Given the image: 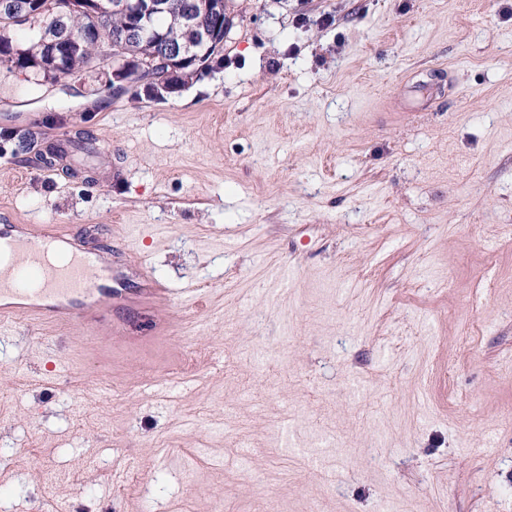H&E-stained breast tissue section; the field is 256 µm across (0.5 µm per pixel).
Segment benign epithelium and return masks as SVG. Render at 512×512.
Returning a JSON list of instances; mask_svg holds the SVG:
<instances>
[{
    "instance_id": "1",
    "label": "benign epithelium",
    "mask_w": 512,
    "mask_h": 512,
    "mask_svg": "<svg viewBox=\"0 0 512 512\" xmlns=\"http://www.w3.org/2000/svg\"><path fill=\"white\" fill-rule=\"evenodd\" d=\"M162 6L163 0H112V13L124 16L127 28L112 39L109 55L119 56L128 42L139 38L153 41L155 50L151 52L149 60L138 66L137 72L143 77V82L157 92L164 88L163 82L155 76L159 67L172 68L176 64L200 62L199 49L207 44L222 45L231 24V16L224 13V5H214L209 21H186L188 29L197 33L199 43L195 44L180 35L167 36L148 27L150 17L162 10ZM75 12H84L91 18V24L81 31L77 39L69 35L66 26V20ZM104 12L105 8L99 0H58L52 11L40 16L38 23L42 28L43 37L52 38L54 44L67 43L73 39L82 42L99 35L97 17Z\"/></svg>"
}]
</instances>
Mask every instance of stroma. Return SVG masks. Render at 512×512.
Returning <instances> with one entry per match:
<instances>
[{
  "label": "stroma",
  "mask_w": 512,
  "mask_h": 512,
  "mask_svg": "<svg viewBox=\"0 0 512 512\" xmlns=\"http://www.w3.org/2000/svg\"><path fill=\"white\" fill-rule=\"evenodd\" d=\"M228 2L160 98L0 64V225L126 296L0 320V512H512V0Z\"/></svg>",
  "instance_id": "stroma-1"
}]
</instances>
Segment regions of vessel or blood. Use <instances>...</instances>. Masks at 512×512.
<instances>
[{
    "label": "vessel or blood",
    "mask_w": 512,
    "mask_h": 512,
    "mask_svg": "<svg viewBox=\"0 0 512 512\" xmlns=\"http://www.w3.org/2000/svg\"><path fill=\"white\" fill-rule=\"evenodd\" d=\"M11 260L0 267V316L25 309L34 319L68 325L91 320L112 294L103 286L109 269L100 266L95 251L69 234L48 227L38 235L29 225H16L13 234L0 232Z\"/></svg>",
    "instance_id": "b4317fda"
}]
</instances>
